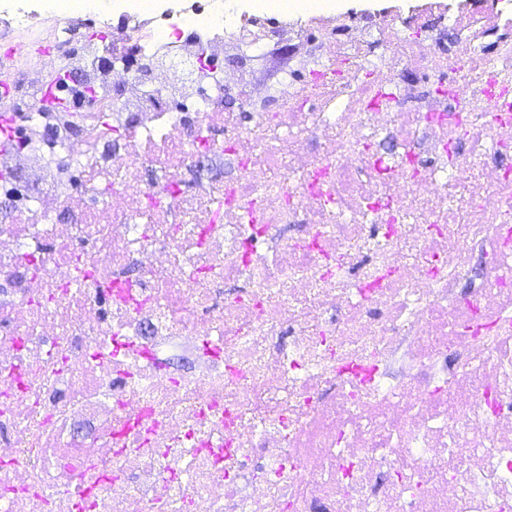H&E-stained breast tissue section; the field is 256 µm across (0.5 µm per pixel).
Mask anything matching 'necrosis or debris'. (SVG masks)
<instances>
[{"instance_id":"1","label":"necrosis or debris","mask_w":512,"mask_h":512,"mask_svg":"<svg viewBox=\"0 0 512 512\" xmlns=\"http://www.w3.org/2000/svg\"><path fill=\"white\" fill-rule=\"evenodd\" d=\"M100 2L0 0V512H512V20Z\"/></svg>"}]
</instances>
